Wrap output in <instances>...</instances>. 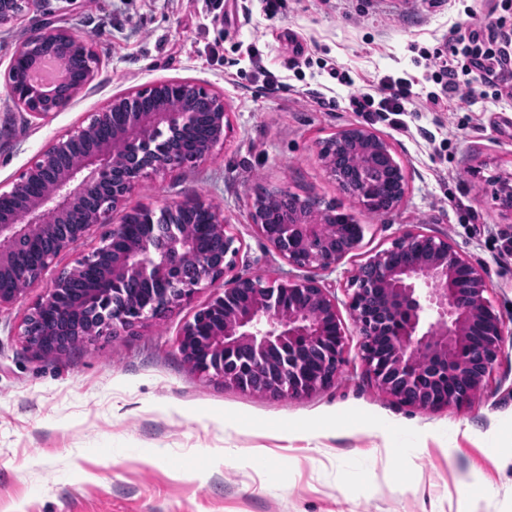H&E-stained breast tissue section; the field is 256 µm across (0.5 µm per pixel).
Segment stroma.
Here are the masks:
<instances>
[{"mask_svg":"<svg viewBox=\"0 0 512 512\" xmlns=\"http://www.w3.org/2000/svg\"><path fill=\"white\" fill-rule=\"evenodd\" d=\"M485 0H44L0 27V186L11 189L39 152L88 124L114 96L189 79L222 95L229 125L211 156L140 178L110 214L160 212L200 198L221 208L241 243L235 275H290L257 232L260 187L319 197L361 224L357 251L334 271L347 364L334 383L297 399L224 385L191 371L181 329L206 288L159 321L103 333L62 355L27 351L19 335L57 276L96 247L90 227L41 280L0 307V512H512V214L495 198L512 176V100L487 89L475 104L416 102L412 111L354 112L350 94L379 95L382 77L421 94L447 77L448 29L469 31ZM66 27L95 48L99 69L65 110L20 111L3 76L31 30ZM279 79L267 90L263 71ZM361 124L388 140L406 172L402 204L373 214L323 169L319 144ZM409 230L448 238L481 265L510 332L469 404L413 407L365 375L347 308L359 265ZM481 476L490 493L471 487Z\"/></svg>","mask_w":512,"mask_h":512,"instance_id":"1","label":"stroma"}]
</instances>
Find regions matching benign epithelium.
<instances>
[{"label":"benign epithelium","instance_id":"obj_1","mask_svg":"<svg viewBox=\"0 0 512 512\" xmlns=\"http://www.w3.org/2000/svg\"><path fill=\"white\" fill-rule=\"evenodd\" d=\"M42 0H0V26ZM47 54L65 82L42 88L29 72ZM99 57L67 30L20 41L5 74L17 106L46 117L67 108L94 78ZM224 98L199 84L166 80L115 96L87 125L43 149L11 190L0 192V307L41 280L58 254L85 236L150 172L193 164L222 142ZM319 160L338 185L372 212L399 207L405 174L388 142L354 125L319 143ZM112 225L100 244L62 272L30 309L20 336L35 354H63L105 331L164 317L204 288L217 293L182 328L178 349L194 371L250 391L260 381L278 398H300L335 382L346 362L336 293L309 278L229 276L239 248L224 213L201 199ZM251 218L289 266L332 272L361 242L313 196L286 188L254 193ZM194 225L162 241L158 224ZM348 307L362 336L365 374L382 394L422 408L461 405L485 386L503 353V321L486 273L448 239L408 231L377 252L351 281Z\"/></svg>","mask_w":512,"mask_h":512}]
</instances>
